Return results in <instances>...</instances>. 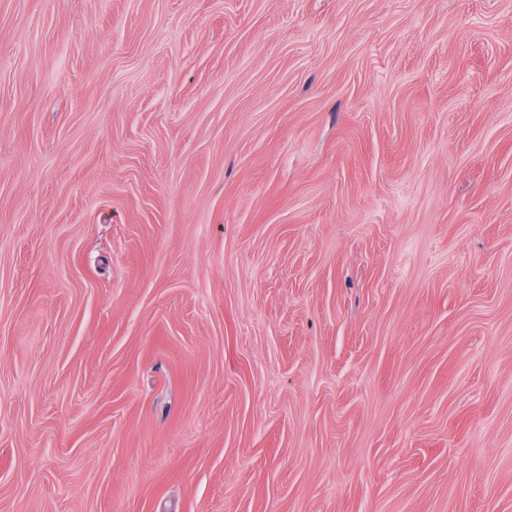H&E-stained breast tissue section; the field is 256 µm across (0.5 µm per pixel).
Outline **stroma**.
<instances>
[{
	"label": "stroma",
	"instance_id": "stroma-1",
	"mask_svg": "<svg viewBox=\"0 0 512 512\" xmlns=\"http://www.w3.org/2000/svg\"><path fill=\"white\" fill-rule=\"evenodd\" d=\"M0 512H512V0H0Z\"/></svg>",
	"mask_w": 512,
	"mask_h": 512
}]
</instances>
